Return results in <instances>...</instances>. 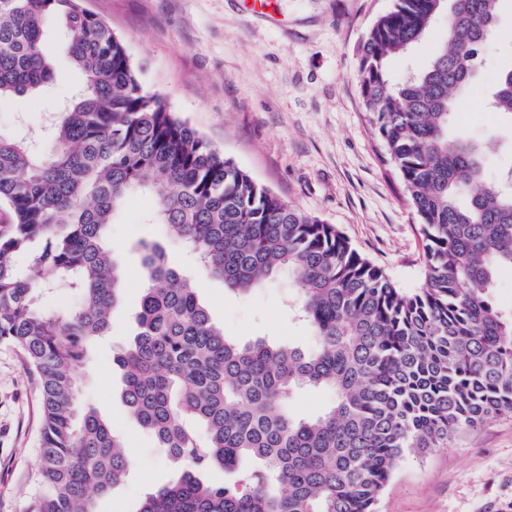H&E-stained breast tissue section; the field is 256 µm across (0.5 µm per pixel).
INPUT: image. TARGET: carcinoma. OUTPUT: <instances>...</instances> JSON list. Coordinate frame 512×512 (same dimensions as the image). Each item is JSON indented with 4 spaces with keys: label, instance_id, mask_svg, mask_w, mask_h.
<instances>
[{
    "label": "carcinoma",
    "instance_id": "obj_1",
    "mask_svg": "<svg viewBox=\"0 0 512 512\" xmlns=\"http://www.w3.org/2000/svg\"><path fill=\"white\" fill-rule=\"evenodd\" d=\"M502 2L393 0L360 49L362 105L420 226L423 284L406 294L336 225L282 200L146 90L124 41L85 0H0V100L53 78L41 44L48 17L82 81L50 119L51 154L0 132V344L22 355L42 399L25 512H97L128 472L112 421L80 404L75 370L110 332L127 287L107 232L133 189L153 197L155 222L228 291L292 275L314 339L304 350L224 335L163 247L139 243L137 328L116 358L122 400L184 468L137 512H376L405 449L440 448L512 413V311L491 297L512 271V169L492 182L485 158L497 142L449 138ZM441 18L429 60L393 77L392 57ZM492 98L512 119V67ZM51 288L80 304L43 309ZM306 388L335 400L297 419L289 401ZM213 469L222 482L204 479Z\"/></svg>",
    "mask_w": 512,
    "mask_h": 512
}]
</instances>
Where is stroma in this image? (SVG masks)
I'll list each match as a JSON object with an SVG mask.
<instances>
[{
    "mask_svg": "<svg viewBox=\"0 0 512 512\" xmlns=\"http://www.w3.org/2000/svg\"><path fill=\"white\" fill-rule=\"evenodd\" d=\"M392 0H280V19L246 14L238 0H86L121 37L144 87L220 147L227 158L303 212L336 225L360 253L383 267L397 288L421 287L419 226L384 148L363 109L359 48ZM500 35L455 113L459 132L499 141L490 174L512 163V121L493 112L490 92L512 66V0H504ZM43 48L53 79L37 99L0 102V131L26 139L41 154L54 143L40 133L46 115L77 93L80 78L68 42L47 21ZM154 202L129 194L108 229V242L131 283L112 317L109 336L91 346L78 372L84 403L111 419L124 438L131 468L99 501L100 512H136L139 503L180 468L127 413L114 359L135 328L143 289L140 241L161 244L171 262L200 279V300L224 333L310 344L289 315L296 294L288 274L247 295L201 277L185 248L148 216ZM40 389L22 356L0 345V512H25L37 467ZM378 512H512V415L463 429L447 447L409 451L397 463Z\"/></svg>",
    "mask_w": 512,
    "mask_h": 512,
    "instance_id": "obj_1",
    "label": "stroma"
}]
</instances>
